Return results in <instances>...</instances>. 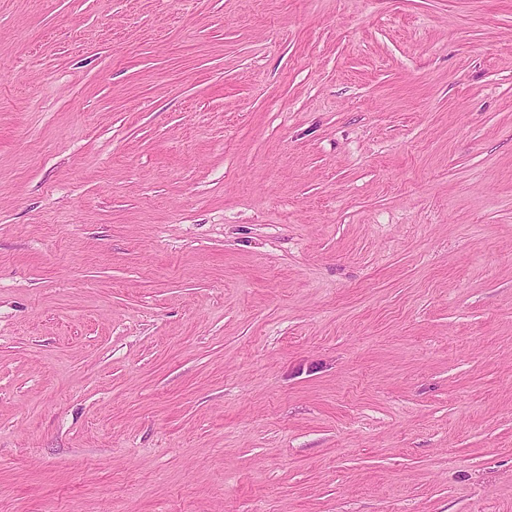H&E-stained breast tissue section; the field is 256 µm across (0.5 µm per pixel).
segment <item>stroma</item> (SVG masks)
Wrapping results in <instances>:
<instances>
[{"label":"stroma","instance_id":"stroma-1","mask_svg":"<svg viewBox=\"0 0 512 512\" xmlns=\"http://www.w3.org/2000/svg\"><path fill=\"white\" fill-rule=\"evenodd\" d=\"M0 512H512V0H0Z\"/></svg>","mask_w":512,"mask_h":512}]
</instances>
